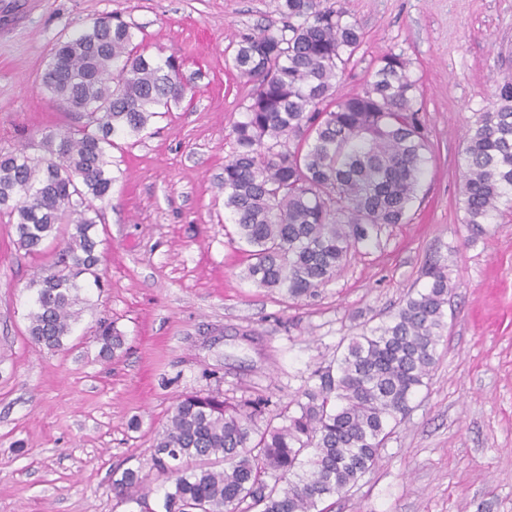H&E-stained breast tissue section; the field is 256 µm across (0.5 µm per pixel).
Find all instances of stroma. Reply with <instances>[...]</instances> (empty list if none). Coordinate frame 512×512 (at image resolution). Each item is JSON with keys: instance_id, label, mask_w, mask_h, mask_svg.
I'll return each instance as SVG.
<instances>
[{"instance_id": "obj_1", "label": "stroma", "mask_w": 512, "mask_h": 512, "mask_svg": "<svg viewBox=\"0 0 512 512\" xmlns=\"http://www.w3.org/2000/svg\"><path fill=\"white\" fill-rule=\"evenodd\" d=\"M281 3L0 0V151L79 125L40 75L53 45L97 18L121 17L145 54L178 55L193 84L192 97L112 150L99 278L83 283L90 306L66 350L30 344V284L47 260L19 249L0 218V512H130L112 473L146 465L182 396L263 398L267 416L279 414L342 338L423 288L439 257L452 294L428 384L329 512H512V215L472 238L459 159L474 114L512 78V0H344L364 41L340 93L360 91L379 56L403 54L431 159L410 223L299 299L242 279L249 259L224 211L230 127L253 89L228 60L243 33L282 26ZM103 322L126 337L119 357L99 354Z\"/></svg>"}]
</instances>
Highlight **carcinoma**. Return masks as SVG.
I'll return each mask as SVG.
<instances>
[{"label":"carcinoma","instance_id":"cac0c4a2","mask_svg":"<svg viewBox=\"0 0 512 512\" xmlns=\"http://www.w3.org/2000/svg\"><path fill=\"white\" fill-rule=\"evenodd\" d=\"M281 11L282 28L242 35L231 57L253 91L229 133L224 209L250 257L243 279L296 299L336 277L359 246L409 223L431 147L403 55L378 57L363 88L339 98V75L364 39L342 0H283ZM134 39L114 18L56 43L42 87L66 110L89 107L96 117L48 132L31 152L0 153V214L18 247L38 254L63 236L48 273L31 284L27 333L40 350L64 349L90 307L80 279L101 263L93 229L116 181L115 138L139 136L191 90L175 55L146 57ZM460 160L463 223L478 235L512 210V83L493 111L475 113ZM424 277L423 289L315 371L318 383L288 403L279 425L260 424V400L179 399L148 463L165 478L159 503L141 469L112 475L115 497L136 512H326L321 504L375 463L436 363L448 261H431ZM97 342L111 358L124 336L108 325Z\"/></svg>","mask_w":512,"mask_h":512}]
</instances>
